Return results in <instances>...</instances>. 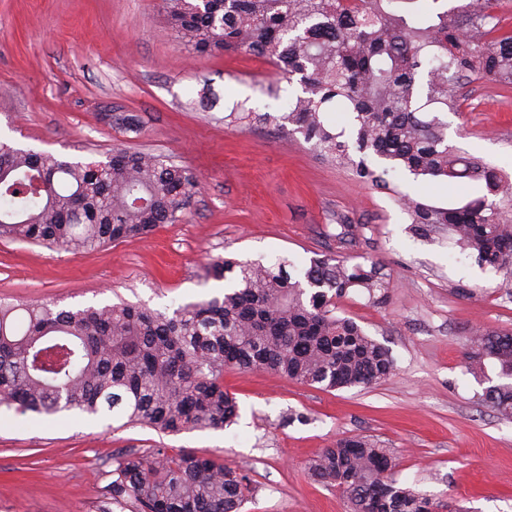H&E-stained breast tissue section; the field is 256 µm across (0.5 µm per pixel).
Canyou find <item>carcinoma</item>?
<instances>
[{
	"mask_svg": "<svg viewBox=\"0 0 512 512\" xmlns=\"http://www.w3.org/2000/svg\"><path fill=\"white\" fill-rule=\"evenodd\" d=\"M418 0H162L167 21L200 55L265 57L297 80L285 116L326 157L367 181L368 165L485 191L442 207L401 198L413 231L448 228L462 249L512 286V177L448 145L444 114L473 74L512 86V30L494 21L499 0H461L443 11ZM350 126L336 130L329 114ZM197 176L151 153L114 147L82 162L0 143V240L91 251L183 218ZM205 278L224 292L162 312L130 305L59 309L0 302V405L48 419L78 412L161 433L222 429L238 403L224 369L266 370L336 390L389 377L388 350L354 321L333 314L348 290L385 283L376 268L315 259L297 273L285 263L218 257ZM499 382L484 402L512 417V332L470 331L469 370ZM378 441L353 434L308 464L334 483L351 512H460L398 482ZM112 502L131 512H239L250 479L206 455L159 450L117 461Z\"/></svg>",
	"mask_w": 512,
	"mask_h": 512,
	"instance_id": "cac0c4a2",
	"label": "carcinoma"
}]
</instances>
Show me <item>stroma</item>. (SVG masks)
<instances>
[{"label":"stroma","mask_w":512,"mask_h":512,"mask_svg":"<svg viewBox=\"0 0 512 512\" xmlns=\"http://www.w3.org/2000/svg\"><path fill=\"white\" fill-rule=\"evenodd\" d=\"M273 66L249 55L189 52L162 0H0V140L73 160L125 146L189 168L200 180L182 221L93 251L0 241V300L84 308L121 301L165 309L224 291L203 278L209 258L298 268L340 255L378 266L386 288L335 302L384 345L394 372L367 387L324 390L263 371L226 370L240 406L223 430L163 434L0 407V512H124L109 504L118 460L163 449L213 455L247 474L241 512H347L308 461L337 439L380 441L397 480L455 499L467 512H512V420L482 401L466 369L469 332L512 330L502 273L461 254L440 230L416 237L400 198L438 206L462 188L409 174L380 190L321 156L284 118L298 83L266 92ZM448 112V143L512 174V90L468 76ZM269 113L225 123L237 105ZM138 117L137 131L112 123ZM354 227L339 239L340 219Z\"/></svg>","instance_id":"1"}]
</instances>
